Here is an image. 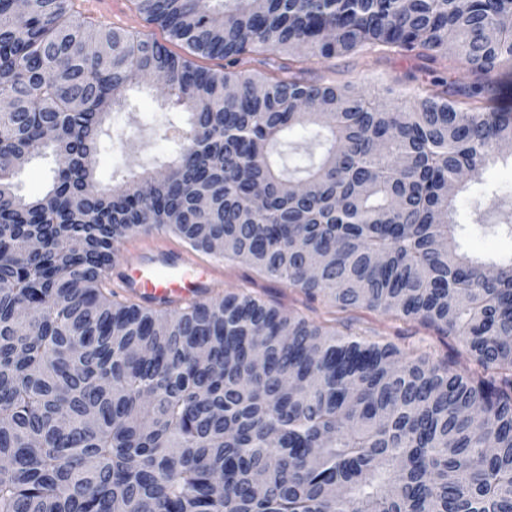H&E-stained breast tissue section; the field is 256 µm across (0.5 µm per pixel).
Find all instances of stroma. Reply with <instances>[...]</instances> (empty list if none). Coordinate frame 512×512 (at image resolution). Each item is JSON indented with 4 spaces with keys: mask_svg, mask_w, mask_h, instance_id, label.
Here are the masks:
<instances>
[{
    "mask_svg": "<svg viewBox=\"0 0 512 512\" xmlns=\"http://www.w3.org/2000/svg\"><path fill=\"white\" fill-rule=\"evenodd\" d=\"M318 72L336 83L352 84L368 95L374 92L371 76L375 73L409 82L415 89L443 75L428 61L401 55H373L366 59L339 56L323 62ZM129 101L131 111L111 112L105 124L108 135L98 143L100 183H111L116 175L133 164L158 170L175 150L174 143L164 136L166 127L185 123L187 119L182 109L160 107L155 91L147 87L132 90ZM504 199L512 201V150L490 161L479 180L465 181L456 197L453 218L457 242L463 252L486 261L512 259V237L490 228L497 219L498 205ZM223 287L251 293L268 305L294 310L317 321L329 316L324 300L308 298L300 290L265 277L245 264L225 263ZM349 319L352 332L392 342L412 355L434 362L449 358L459 369L470 363V356L461 344L436 335L417 321H388L366 310L350 312Z\"/></svg>",
    "mask_w": 512,
    "mask_h": 512,
    "instance_id": "35a3bbf8",
    "label": "stroma"
}]
</instances>
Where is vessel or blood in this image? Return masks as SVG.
Wrapping results in <instances>:
<instances>
[{"label":"vessel or blood","mask_w":512,"mask_h":512,"mask_svg":"<svg viewBox=\"0 0 512 512\" xmlns=\"http://www.w3.org/2000/svg\"><path fill=\"white\" fill-rule=\"evenodd\" d=\"M114 270L124 292L150 304H190L223 275L221 263L162 238H143L125 247Z\"/></svg>","instance_id":"obj_1"}]
</instances>
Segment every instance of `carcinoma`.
I'll list each match as a JSON object with an SVG mask.
<instances>
[{
    "mask_svg": "<svg viewBox=\"0 0 512 512\" xmlns=\"http://www.w3.org/2000/svg\"><path fill=\"white\" fill-rule=\"evenodd\" d=\"M133 4L223 69L75 0H0V512H512V259L457 252L448 191L512 142V0ZM378 54L461 62L472 82L370 99L307 78ZM154 72L188 114L165 132L168 177L103 185L106 118ZM291 132L315 133L317 162H281ZM37 143L51 183L25 198ZM155 232L334 318L245 291L179 310L117 300V245ZM354 309L416 320L474 366L353 334ZM224 284L220 291L243 290L271 306L298 311L311 319H330L333 314L321 298L309 299L299 289L288 288L281 282L259 274L254 268L240 263L224 262Z\"/></svg>",
    "mask_w": 512,
    "mask_h": 512,
    "instance_id": "obj_1",
    "label": "carcinoma"
}]
</instances>
